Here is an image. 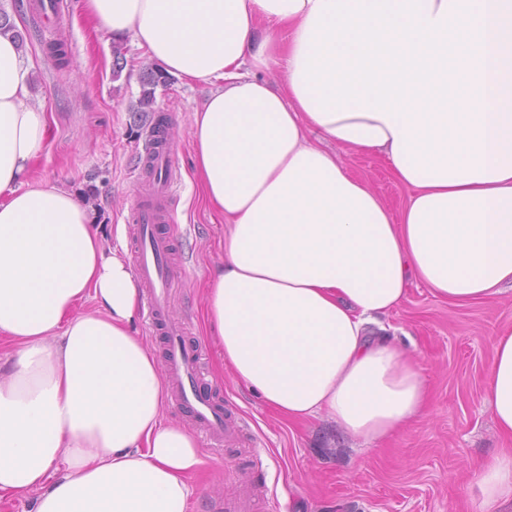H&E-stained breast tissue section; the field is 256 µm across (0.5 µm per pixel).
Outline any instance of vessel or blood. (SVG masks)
<instances>
[{"label":"vessel or blood","instance_id":"b4317fda","mask_svg":"<svg viewBox=\"0 0 512 512\" xmlns=\"http://www.w3.org/2000/svg\"><path fill=\"white\" fill-rule=\"evenodd\" d=\"M145 144L156 149L146 172L149 188L138 194L127 221L139 227L132 252L138 282L147 290L146 320L151 329L161 331L165 338L176 404L190 413L215 445H230L238 439L239 429L229 424L225 406L213 400L204 387L198 369L200 352L189 340L188 324L167 318L170 290L178 274L172 262V226L176 221L173 201L178 178L171 165L167 126H148Z\"/></svg>","mask_w":512,"mask_h":512}]
</instances>
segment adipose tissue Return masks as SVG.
<instances>
[{
  "instance_id": "1",
  "label": "adipose tissue",
  "mask_w": 512,
  "mask_h": 512,
  "mask_svg": "<svg viewBox=\"0 0 512 512\" xmlns=\"http://www.w3.org/2000/svg\"><path fill=\"white\" fill-rule=\"evenodd\" d=\"M170 76L208 84L191 116L223 258L202 283L220 366L288 421L324 415L377 445L427 382L382 316L411 281L455 305L512 286V0H82ZM279 66L283 85L258 77ZM33 65L0 33V498L32 512H191L205 463L165 419L140 297L94 205L35 178ZM383 157L392 212L326 149ZM483 401L512 438V328ZM512 512V449L474 471Z\"/></svg>"
}]
</instances>
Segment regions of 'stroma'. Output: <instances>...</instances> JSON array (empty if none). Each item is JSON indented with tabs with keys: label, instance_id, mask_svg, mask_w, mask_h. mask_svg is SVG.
Masks as SVG:
<instances>
[{
	"label": "stroma",
	"instance_id": "1",
	"mask_svg": "<svg viewBox=\"0 0 512 512\" xmlns=\"http://www.w3.org/2000/svg\"><path fill=\"white\" fill-rule=\"evenodd\" d=\"M14 22L24 32L25 56L35 63L31 104L48 121L39 175L76 190L94 186L95 222L107 229L126 224L146 124L133 108L150 59L124 38L127 65L113 79L112 38L86 24L79 0H59L52 26H41L30 12ZM60 35L68 40L69 64L63 69L46 55ZM206 92L177 78L156 91L159 111L170 118L171 159L179 175V278L168 316L191 318L192 340L203 349L206 387L230 404L232 423L245 425L232 446L199 440L206 471L193 512H223L225 499L235 497L253 498V512H474L468 477L505 445L483 403L482 383L493 358V331L512 327V289L454 306L429 288L410 287L388 321L403 329L399 341L422 368L430 398L423 413L383 444L367 445L324 416L305 423L275 418L256 395L220 377L218 350L204 333L199 286L219 260L224 236L223 218L204 205L193 183L190 118ZM336 156L392 210L400 209L408 192L393 180L384 159L345 147ZM126 226L127 240H134L137 225Z\"/></svg>",
	"mask_w": 512,
	"mask_h": 512
}]
</instances>
